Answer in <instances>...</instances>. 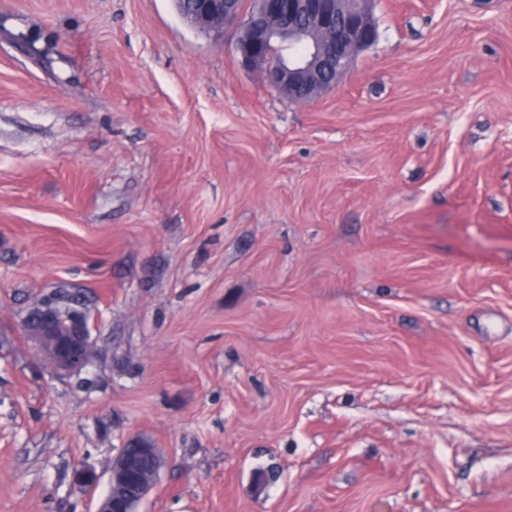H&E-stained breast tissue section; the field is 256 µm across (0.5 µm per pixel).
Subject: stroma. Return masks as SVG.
<instances>
[{"mask_svg":"<svg viewBox=\"0 0 512 512\" xmlns=\"http://www.w3.org/2000/svg\"><path fill=\"white\" fill-rule=\"evenodd\" d=\"M372 14L294 103L173 0H0V512L138 437V512H512V0ZM66 321H56L58 305L54 300L42 306L43 313L21 322V334L37 348L41 357L59 373L75 374L82 371L98 352L96 341L89 330V316L80 303H70Z\"/></svg>","mask_w":512,"mask_h":512,"instance_id":"35a3bbf8","label":"stroma"}]
</instances>
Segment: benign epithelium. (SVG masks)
I'll list each match as a JSON object with an SVG mask.
<instances>
[{
  "instance_id": "benign-epithelium-1",
  "label": "benign epithelium",
  "mask_w": 512,
  "mask_h": 512,
  "mask_svg": "<svg viewBox=\"0 0 512 512\" xmlns=\"http://www.w3.org/2000/svg\"><path fill=\"white\" fill-rule=\"evenodd\" d=\"M372 0H257L253 10L241 0H194L182 5L184 22L224 39L235 32L234 51L241 63L258 70L273 92L290 100L307 102L334 89L358 55L377 41L370 8ZM37 317H24L21 334L58 372L82 371L98 352L89 330V316L81 303H70L67 320H56L58 305L50 301ZM137 451L162 466L159 449L147 441ZM156 482L154 473L138 475L130 456L121 450L112 461L109 490L97 512H135Z\"/></svg>"
}]
</instances>
